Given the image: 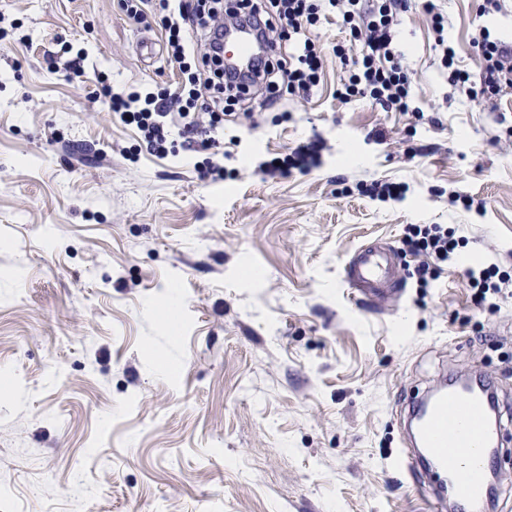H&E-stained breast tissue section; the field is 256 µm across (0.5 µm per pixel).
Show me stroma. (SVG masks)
Returning a JSON list of instances; mask_svg holds the SVG:
<instances>
[{
  "label": "stroma",
  "instance_id": "1",
  "mask_svg": "<svg viewBox=\"0 0 512 512\" xmlns=\"http://www.w3.org/2000/svg\"><path fill=\"white\" fill-rule=\"evenodd\" d=\"M433 2L461 68H477L478 26L512 41V0L483 17L478 0ZM0 31V512H429L399 463L412 403L469 372L512 402V293L475 308L465 276L512 275V93L453 86L414 0L398 31L419 112L341 103L326 6L320 84L233 106L215 181L205 153L151 156L98 97L176 87L160 17L0 0ZM313 139L320 167L258 172ZM376 180L404 199L358 191ZM410 224L454 228L462 263L397 298L352 294L364 243L418 265Z\"/></svg>",
  "mask_w": 512,
  "mask_h": 512
}]
</instances>
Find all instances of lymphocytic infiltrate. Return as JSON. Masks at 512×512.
<instances>
[{
  "label": "lymphocytic infiltrate",
  "mask_w": 512,
  "mask_h": 512,
  "mask_svg": "<svg viewBox=\"0 0 512 512\" xmlns=\"http://www.w3.org/2000/svg\"><path fill=\"white\" fill-rule=\"evenodd\" d=\"M349 29L348 44L337 45L335 53L349 72L337 97L342 103L366 100L384 111L414 109L415 85L399 44L398 15L407 11L410 0H374L362 9L360 0H328ZM129 18L140 21L148 10L163 15L167 49L177 63L182 80L175 90L111 92L102 87L103 102L110 112L135 129L147 142L152 155L170 153L172 136L181 147L195 151L214 145L223 123L220 99H205L209 90L231 92L235 101L247 100L258 86L273 88L277 78L287 81L294 96L308 95L320 82L322 55L309 31L318 20L317 0H237L231 12L205 6L203 0H124ZM256 26L268 48L266 58L250 74L239 78L224 71V20ZM478 52V76L456 64V52L441 44V62L453 85L464 87L479 79L480 92L493 99L512 92V47L479 29L471 39ZM403 243L408 252L421 258L411 273L418 287L453 263L459 240L454 230L439 224H411Z\"/></svg>",
  "instance_id": "f902f5d3"
}]
</instances>
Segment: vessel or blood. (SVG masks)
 Listing matches in <instances>:
<instances>
[{
  "label": "vessel or blood",
  "mask_w": 512,
  "mask_h": 512,
  "mask_svg": "<svg viewBox=\"0 0 512 512\" xmlns=\"http://www.w3.org/2000/svg\"><path fill=\"white\" fill-rule=\"evenodd\" d=\"M225 56L239 66L251 64L257 46L248 30L226 36ZM343 281L351 288L368 290L377 297L399 294L402 282L394 268L392 249L367 245L355 249L344 266ZM423 415H412L410 428L426 471L445 477L453 495L454 512H482L489 494L487 478L503 445L500 424L490 413L503 404L490 387L448 388L421 400ZM458 466L450 468L449 454Z\"/></svg>",
  "instance_id": "obj_1"
}]
</instances>
